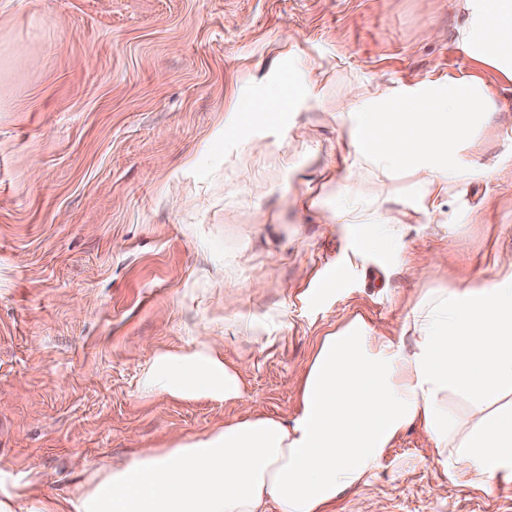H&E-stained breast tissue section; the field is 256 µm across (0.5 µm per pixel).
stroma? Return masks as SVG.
<instances>
[{"label":"stroma","instance_id":"35a3bbf8","mask_svg":"<svg viewBox=\"0 0 512 512\" xmlns=\"http://www.w3.org/2000/svg\"><path fill=\"white\" fill-rule=\"evenodd\" d=\"M463 21L457 0H0V469L14 492L69 496L88 478L76 460L94 470L131 438L236 415L142 397L148 347L217 337L250 367L248 406L289 419L340 320L397 335L427 289L495 276L512 253V81L460 48ZM292 42L331 64L326 100L281 122L255 113L248 134L270 150L249 155L224 135L227 104L254 77L272 95ZM476 73L496 108L459 161L490 175L449 183L441 213L337 168L331 103L347 87ZM348 180L364 218L402 217L393 252L356 255L354 225L322 223ZM335 512H512V476L462 480L414 426Z\"/></svg>","mask_w":512,"mask_h":512}]
</instances>
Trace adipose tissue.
<instances>
[{"instance_id": "1", "label": "adipose tissue", "mask_w": 512, "mask_h": 512, "mask_svg": "<svg viewBox=\"0 0 512 512\" xmlns=\"http://www.w3.org/2000/svg\"><path fill=\"white\" fill-rule=\"evenodd\" d=\"M458 40L476 63L512 81V0H460ZM328 68L288 73L276 100L236 91L228 134L244 135L255 106L271 119L316 100ZM494 93L480 77L433 82L420 92L374 88L338 104L350 173L383 184L408 182L425 211L437 212L454 180L473 178L458 153L487 120ZM478 286L428 289L402 333L389 336L355 318L320 339L303 371L292 420L246 406L247 367L229 363L216 340L152 348L144 395L211 399L241 406L239 416L193 436L138 448L127 462L97 469L75 492L52 501L0 487V512H331L340 488L371 476L409 428L428 434L440 457L458 448L461 476L512 474V257ZM465 397L472 421L462 438L448 398Z\"/></svg>"}]
</instances>
